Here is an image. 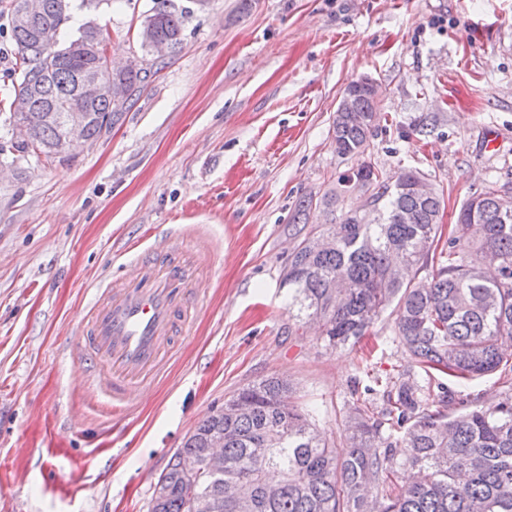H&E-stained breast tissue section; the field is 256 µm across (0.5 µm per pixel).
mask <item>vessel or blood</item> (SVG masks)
Listing matches in <instances>:
<instances>
[{
    "instance_id": "obj_1",
    "label": "vessel or blood",
    "mask_w": 512,
    "mask_h": 512,
    "mask_svg": "<svg viewBox=\"0 0 512 512\" xmlns=\"http://www.w3.org/2000/svg\"><path fill=\"white\" fill-rule=\"evenodd\" d=\"M135 273L123 279L91 313L81 346L90 368L107 362L100 383L112 395V415L121 418L131 406L130 392L144 372L159 371L167 348L187 322L185 283L197 266L191 258L174 260L158 249L136 256Z\"/></svg>"
}]
</instances>
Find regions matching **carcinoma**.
<instances>
[{"instance_id":"cac0c4a2","label":"carcinoma","mask_w":512,"mask_h":512,"mask_svg":"<svg viewBox=\"0 0 512 512\" xmlns=\"http://www.w3.org/2000/svg\"><path fill=\"white\" fill-rule=\"evenodd\" d=\"M44 2L31 25H10L15 78L0 106L29 136L0 140V155L62 157L61 115L73 108L89 114L86 139H98L150 77L146 68L110 67L109 34L91 20L52 48L39 40L38 30L61 31L74 9L96 10L105 0ZM190 14L174 0H152L139 30L142 49H179ZM87 71L105 85H125L128 96L118 101L105 92L84 101L78 85ZM19 99L27 111H12ZM353 103L355 111L333 121L341 157L366 150L380 121L377 93L358 91ZM419 181L413 170L391 180L367 164L321 197L329 222L309 230L313 196L299 198L290 220L296 242L281 280L296 310L288 335L315 321L331 350L358 342L393 308L407 366L383 386L384 417L353 406L345 447L338 448L318 429L315 410L291 402L290 380L263 378L226 399L248 412L212 410L197 425L160 476L165 493L152 496L149 512H186L189 487L178 459L205 462L216 438L224 469L203 471L197 490L217 512H512V395L486 406L455 401L449 387L512 371V353L503 348L512 341V215L499 210L501 189L490 185L461 206L448 249L439 251L441 199L418 191ZM353 191L366 198L361 211L336 207ZM317 236L332 238L333 246L314 250L309 242ZM404 468L418 478L400 485ZM271 470L281 473L276 484L267 481Z\"/></svg>"}]
</instances>
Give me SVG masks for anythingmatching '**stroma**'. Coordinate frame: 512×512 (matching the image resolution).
I'll return each instance as SVG.
<instances>
[{"instance_id":"obj_1","label":"stroma","mask_w":512,"mask_h":512,"mask_svg":"<svg viewBox=\"0 0 512 512\" xmlns=\"http://www.w3.org/2000/svg\"><path fill=\"white\" fill-rule=\"evenodd\" d=\"M181 48L142 49L151 0L80 12L111 62L155 69L121 122L64 159L0 160V512H148L170 459L236 390L270 375L340 441L352 401L382 411L375 379L406 364L382 314L360 344L292 336L281 285L298 199L370 164L419 172L441 223L485 187L512 186V0H212ZM372 77L381 120L338 156L336 108ZM500 146L485 151L488 131ZM199 269L189 331L120 422L73 354L100 284L129 274V244L180 247Z\"/></svg>"}]
</instances>
